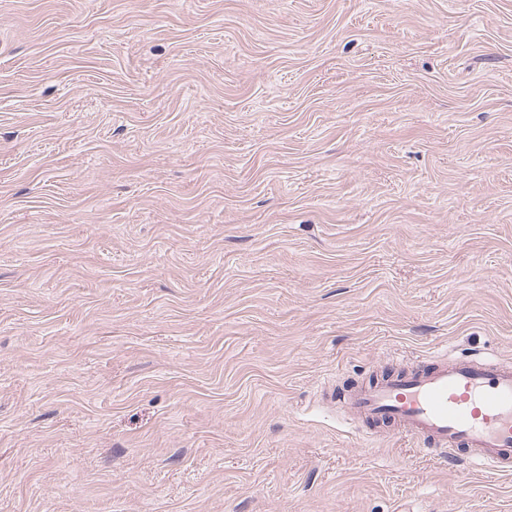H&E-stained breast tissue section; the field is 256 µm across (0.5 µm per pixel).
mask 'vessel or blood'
Masks as SVG:
<instances>
[{
    "mask_svg": "<svg viewBox=\"0 0 512 512\" xmlns=\"http://www.w3.org/2000/svg\"><path fill=\"white\" fill-rule=\"evenodd\" d=\"M351 413L388 422L416 443L456 453L501 471L512 463V364L437 355L377 382L353 386Z\"/></svg>",
    "mask_w": 512,
    "mask_h": 512,
    "instance_id": "b4317fda",
    "label": "vessel or blood"
}]
</instances>
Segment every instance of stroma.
<instances>
[{"label":"stroma","mask_w":512,"mask_h":512,"mask_svg":"<svg viewBox=\"0 0 512 512\" xmlns=\"http://www.w3.org/2000/svg\"><path fill=\"white\" fill-rule=\"evenodd\" d=\"M512 362V0H0V512H512L329 402Z\"/></svg>","instance_id":"stroma-1"}]
</instances>
